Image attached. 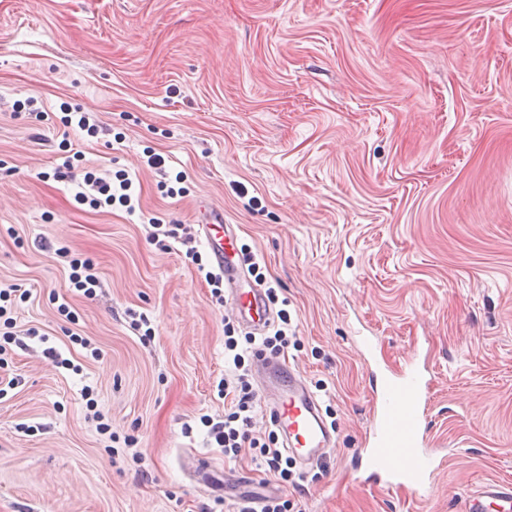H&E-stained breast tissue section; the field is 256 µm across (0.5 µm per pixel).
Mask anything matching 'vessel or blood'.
Wrapping results in <instances>:
<instances>
[{"label":"vessel or blood","instance_id":"vessel-or-blood-1","mask_svg":"<svg viewBox=\"0 0 512 512\" xmlns=\"http://www.w3.org/2000/svg\"><path fill=\"white\" fill-rule=\"evenodd\" d=\"M203 241L213 267L223 272L238 314L256 320L259 331H267L273 313L261 287L238 288L236 279L243 269L235 233L230 225L215 221L203 227ZM259 366L265 376L260 386L275 384L280 390L269 407L283 437L289 457L315 465L334 448L336 431L323 414L317 395L287 358L262 355ZM428 382L416 369L402 374L383 373L375 380L376 418L372 439L359 452L361 469L380 476L391 488L411 492L426 489L440 463L426 449L420 429V410L426 400ZM461 512H512V482L489 480L467 494Z\"/></svg>","mask_w":512,"mask_h":512}]
</instances>
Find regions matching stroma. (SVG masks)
Wrapping results in <instances>:
<instances>
[{
	"mask_svg": "<svg viewBox=\"0 0 512 512\" xmlns=\"http://www.w3.org/2000/svg\"><path fill=\"white\" fill-rule=\"evenodd\" d=\"M29 99L49 121L16 115ZM66 101L97 136L64 130ZM65 140L96 176L128 171L141 213L78 205L51 177ZM202 203L266 267L288 358L336 427L335 452L287 487L201 422L224 414L230 303L185 255L200 240L164 249L150 221L197 232ZM48 242L93 259L94 299ZM1 279L31 289L12 316L39 335L0 356L20 380L0 397V512H231L228 471L299 512H461L512 481V0H0ZM413 357L445 459L418 495L353 470L374 373ZM189 452L211 463L202 479Z\"/></svg>",
	"mask_w": 512,
	"mask_h": 512,
	"instance_id": "obj_1",
	"label": "stroma"
}]
</instances>
